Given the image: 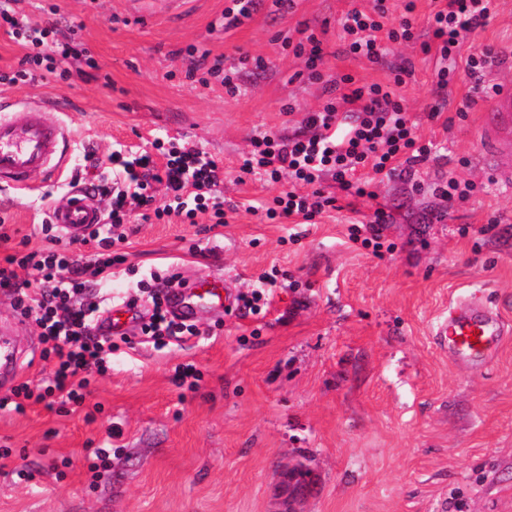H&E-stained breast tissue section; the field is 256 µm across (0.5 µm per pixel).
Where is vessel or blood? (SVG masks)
I'll return each instance as SVG.
<instances>
[{
  "instance_id": "1",
  "label": "vessel or blood",
  "mask_w": 512,
  "mask_h": 512,
  "mask_svg": "<svg viewBox=\"0 0 512 512\" xmlns=\"http://www.w3.org/2000/svg\"><path fill=\"white\" fill-rule=\"evenodd\" d=\"M51 107L34 99L29 104L0 102V188L29 190V178L39 174L58 179L71 161L67 146L71 129L51 118ZM480 152L490 171L502 183L512 185V84H503L491 99L479 131ZM103 212L96 194L83 187L70 188L52 205L49 221L60 235L82 238L89 225L101 223ZM232 283L211 273L190 286L169 290V309L183 321L195 320L199 311H220L231 298ZM138 306L112 301L101 325L104 332L134 326ZM20 317L0 320V386L11 382L29 343L22 334ZM504 327L499 318L475 299H463L449 306L448 316L436 330L440 345L452 356L480 359L497 348Z\"/></svg>"
}]
</instances>
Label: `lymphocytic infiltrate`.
Listing matches in <instances>:
<instances>
[{"label": "lymphocytic infiltrate", "mask_w": 512, "mask_h": 512, "mask_svg": "<svg viewBox=\"0 0 512 512\" xmlns=\"http://www.w3.org/2000/svg\"><path fill=\"white\" fill-rule=\"evenodd\" d=\"M426 20L424 51L434 52L439 67L436 87L445 90L456 70H463L474 90L484 88L487 72L501 63L499 54L486 51L462 54L461 48L476 30L486 27L495 13V0H431ZM415 4L407 0L404 12L390 20L383 0L373 11L348 10L341 19L344 53L380 61L384 41H411L415 36ZM51 28L38 29L30 44L32 55L26 65L12 72H1L0 82L27 81L29 65H45L68 78L65 62L71 55L70 44L51 40ZM295 57L301 58L309 79L324 81L327 100L319 110L307 113L301 126L291 134H266L252 138L240 170L260 175L280 191L261 204L264 217L274 223L301 219L313 223L317 216L338 210L343 197L375 199L373 187L377 176L400 177L427 162L433 141H424L416 133L404 98L396 89L411 71L406 65L394 69L393 85L365 84L344 74L324 80L319 69L321 42L308 34L288 44ZM190 72L205 71L220 79L227 93L241 89L245 65L265 67L263 59L241 56L239 63L225 67L223 57H211L209 51L190 46L186 49ZM165 163H155L150 156L125 157L113 152L109 161L111 175L100 174L101 161L86 154L90 168L98 170L96 189L109 197L110 209L103 223L92 225L82 244L86 251L72 256L60 251V237L55 225L42 224L45 247L33 249L28 238L17 237L15 229L0 224V244L13 242L11 254L0 257V293L11 301L13 310L40 329L42 356L53 361L46 385L31 387L22 383L9 396L0 399V408L11 406L19 414L27 407L42 404L46 408L69 404L84 406L95 376L104 374L112 356L121 347H133L127 334L118 338L100 336L95 321L100 302L91 298L95 287L112 280L114 268L123 265V247L130 213H139L143 221L192 222L201 214L209 215L213 226L226 222L224 210V164L198 146L168 149ZM164 186V198H157L155 186ZM392 216L384 207H376L370 220L349 228L348 240L354 247L381 255L386 242L384 232ZM169 279L152 272L136 281L140 290H148L152 310L140 322L144 341L163 348L183 337L199 335L196 324L175 320L165 307L163 291Z\"/></svg>", "instance_id": "1"}]
</instances>
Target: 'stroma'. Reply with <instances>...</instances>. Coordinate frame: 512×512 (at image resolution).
Here are the masks:
<instances>
[{
    "label": "stroma",
    "mask_w": 512,
    "mask_h": 512,
    "mask_svg": "<svg viewBox=\"0 0 512 512\" xmlns=\"http://www.w3.org/2000/svg\"><path fill=\"white\" fill-rule=\"evenodd\" d=\"M139 2L16 0L31 25L54 23L77 53L70 79L41 68L34 82L0 84V96L66 102L59 118L77 159L88 149L102 159L149 152L168 135L223 161L224 199L235 207L224 227L210 231L204 215L194 224L132 220L127 266L181 284L221 273L239 295L271 267L285 278L265 314L204 311L200 336L114 356L92 385L90 400L102 407L94 418L41 404L22 414L0 409V447L11 450L0 469V512H278L285 484L277 467L291 460L315 475L300 512H512V187L478 161L488 98L462 74L437 91L436 59L417 39L387 44L380 63L342 54V16L374 0H297L289 11L264 0L228 31L215 21L229 0H158L148 11ZM306 27L322 40L329 79L386 83L390 65L410 61L402 93L437 158L418 167L421 190L387 179L376 201L314 224H270L243 204L265 201L277 186L241 176L238 164L252 137L288 133L326 99L283 48ZM469 43L512 51V0H497ZM191 44L228 65L246 53L267 66L247 73L232 97L217 80L188 78L179 51ZM89 57L96 67L85 77ZM441 100L444 111L430 116ZM451 172L484 183L485 193L448 208L429 186ZM65 191L43 183L29 197L0 196V219L41 246L38 226ZM379 205L394 217L386 235L395 245L380 257L347 243L349 226ZM192 242L203 254L188 253ZM465 298L498 313L507 329L482 368L452 360L435 336L449 304ZM187 363L201 375L194 391L173 381ZM111 428L120 433L112 464L95 481L91 451Z\"/></svg>",
    "instance_id": "stroma-1"
}]
</instances>
